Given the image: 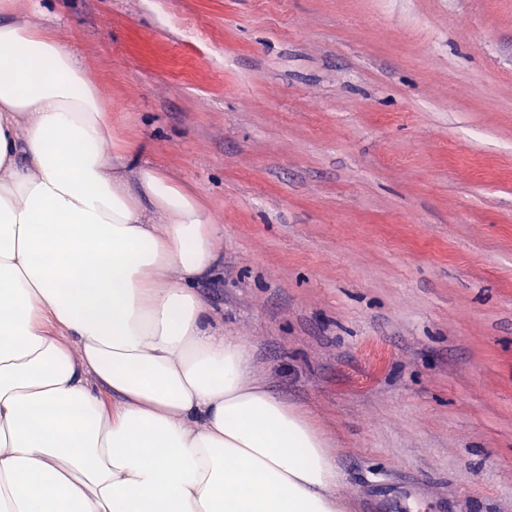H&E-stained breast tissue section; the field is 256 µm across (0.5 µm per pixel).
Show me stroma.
Masks as SVG:
<instances>
[{"label": "stroma", "instance_id": "1", "mask_svg": "<svg viewBox=\"0 0 512 512\" xmlns=\"http://www.w3.org/2000/svg\"><path fill=\"white\" fill-rule=\"evenodd\" d=\"M194 196L197 291L345 512H512V0H21Z\"/></svg>", "mask_w": 512, "mask_h": 512}]
</instances>
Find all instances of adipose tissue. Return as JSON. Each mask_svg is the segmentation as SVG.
Listing matches in <instances>:
<instances>
[{
  "mask_svg": "<svg viewBox=\"0 0 512 512\" xmlns=\"http://www.w3.org/2000/svg\"><path fill=\"white\" fill-rule=\"evenodd\" d=\"M111 130L55 35L0 24V512H342L323 434L195 290L219 226Z\"/></svg>",
  "mask_w": 512,
  "mask_h": 512,
  "instance_id": "1",
  "label": "adipose tissue"
}]
</instances>
